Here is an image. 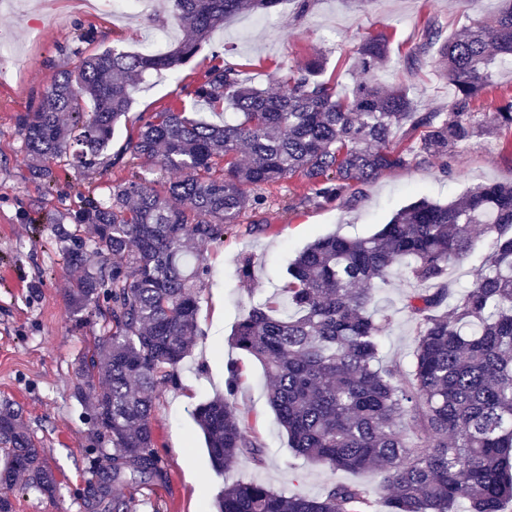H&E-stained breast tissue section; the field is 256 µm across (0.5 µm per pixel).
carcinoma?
<instances>
[{
    "label": "carcinoma",
    "mask_w": 512,
    "mask_h": 512,
    "mask_svg": "<svg viewBox=\"0 0 512 512\" xmlns=\"http://www.w3.org/2000/svg\"><path fill=\"white\" fill-rule=\"evenodd\" d=\"M188 35L155 54L106 49L63 70L32 112L18 117L30 176L56 181L53 160L72 152L90 170L109 149L144 77L188 63L224 19L269 13L281 0H168ZM389 59L379 35L357 47L367 74ZM512 60V0L449 35L437 20L423 27L402 61L417 73L433 67L452 82L448 111L420 103L403 87L370 78L340 96L320 79L318 57L291 71L270 93L240 78L226 63L193 90L214 111L229 107L237 124L194 118L168 108L142 121L129 154L181 177L163 190L138 176L90 200L70 215L112 264H86L70 248L77 273L70 291L75 314L104 317L81 364L74 394L112 444L98 449L84 493L91 512H136L112 495L128 482L165 478L152 426L159 387L177 379L197 327V282L206 259L186 243H215L240 214L263 205L249 188L300 173L312 198L329 203L373 182L387 168L448 154L477 132L479 93L493 84L498 61ZM512 129V101L492 113ZM402 132L401 143L394 142ZM245 153L247 160L237 159ZM227 162L220 176L217 161ZM481 227L490 240L472 284L459 292L448 268L460 261ZM399 272L420 284L400 310L416 325L412 369L379 364L380 340L392 320L374 309L379 287ZM281 295L252 307L237 322L232 343L265 366L269 401L298 455L331 470L381 475L384 512H507L512 507V185L479 186L441 204L420 198L399 209L375 234L314 240L288 268ZM101 382L94 383V375ZM241 369L230 364L224 393L200 404L195 421L214 469L242 456L264 462L236 396ZM413 442L404 440V433ZM0 448L7 458L0 512H13L12 476L24 488L54 496L57 481L20 422L0 406ZM216 512H374L372 491L357 484L327 486L319 497L282 495L257 482L224 487Z\"/></svg>",
    "instance_id": "carcinoma-1"
}]
</instances>
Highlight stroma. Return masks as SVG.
<instances>
[{"label": "stroma", "mask_w": 512, "mask_h": 512, "mask_svg": "<svg viewBox=\"0 0 512 512\" xmlns=\"http://www.w3.org/2000/svg\"><path fill=\"white\" fill-rule=\"evenodd\" d=\"M499 7V0H369L365 5L313 0L300 15L294 0H283L271 14L226 19L223 29L176 73L152 76L141 85L115 129L111 150L124 148L142 117L172 105L213 120L208 106L192 95L212 67L233 64L243 79L275 92L291 67L319 55L325 78L343 95L364 79L355 65L357 45L382 33L389 39L390 57L377 78L391 85L402 81L401 57L428 18L455 31ZM165 27L180 38L175 21L161 24L145 13L119 17L106 9L90 14L72 0H25L18 9L0 8V42L12 48L11 54L0 55V404L17 411L57 479L51 497L15 483L14 512H86L80 493L98 449L106 445L73 392L80 362L104 323L81 318L69 306L76 273L65 261L64 248L73 245L78 229L64 218L88 199L107 198L133 172L158 189L177 177L140 162L115 165L106 157L80 174L65 155L55 162L56 185L46 187L29 175L17 117L33 111L60 70L112 47L138 51L148 32ZM410 86L422 105L441 112L454 92L430 70L412 78ZM510 99L512 64H504L475 103L478 133L449 155L447 164L426 160L385 170L355 195L331 203L311 202L309 184L298 174L256 187L264 205L226 227L222 241L202 247L210 273L198 289L197 335L178 367L177 383L162 386L155 405L153 425L165 480L151 486L120 484L113 495L134 499L137 512H213L218 492L233 482L261 481L281 493L310 497L333 483L378 489L380 477L374 471L330 470L296 456L269 402L262 365L234 348L232 330L251 306L284 286L290 263L315 238L367 237L420 197L450 201L481 184L512 183V130L487 123L490 113ZM245 258L254 265L250 281L238 276ZM410 289L396 275L376 295L378 305L396 311L380 360L403 371L412 363L416 328L398 307ZM233 362L242 369L238 406L265 462L259 465L245 456L219 474L192 413L223 392Z\"/></svg>", "instance_id": "1"}]
</instances>
